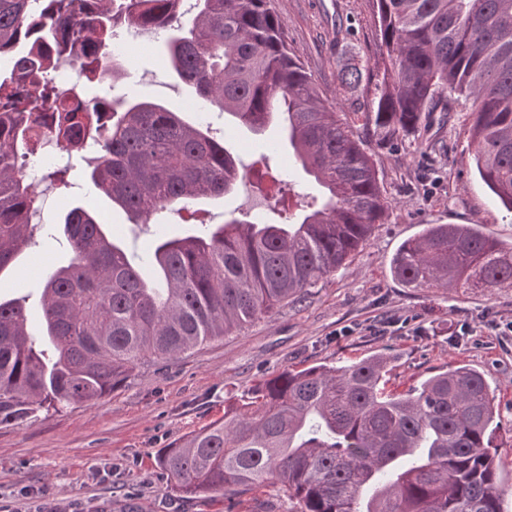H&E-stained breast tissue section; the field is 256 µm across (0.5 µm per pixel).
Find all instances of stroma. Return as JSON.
<instances>
[{
  "instance_id": "stroma-1",
  "label": "stroma",
  "mask_w": 512,
  "mask_h": 512,
  "mask_svg": "<svg viewBox=\"0 0 512 512\" xmlns=\"http://www.w3.org/2000/svg\"><path fill=\"white\" fill-rule=\"evenodd\" d=\"M274 8L293 56L314 76L322 97L362 126V98L345 93L336 74L352 52L374 55L379 31L373 0H275ZM161 44V35L145 34L143 49L128 66L129 78L117 89L149 97L195 122L204 105L165 65ZM469 111V102L458 101L391 146L366 138L389 208L354 256L304 297L179 357L137 368L97 403H73L0 424V512H299L297 502L271 487L232 501L220 494L182 496L168 485L157 451L222 418L225 406L284 370L337 367L374 354L390 358L388 386L400 391L449 363L483 374L500 414L492 437L500 472L511 477L512 288H406L391 272L401 243L427 224H474L512 242V213L476 170ZM277 138L273 129L262 137L225 131L224 144L247 178L224 198L197 200L199 218L220 224L230 214L246 213L283 222L264 191L274 177L288 181V214L301 213L305 195L316 186L287 145L266 151V142ZM264 153L269 159L262 164L258 158ZM40 192L45 223H62L71 207L85 204L105 216L113 234L135 240L137 252L152 242L149 232L132 236L127 215L98 195L84 175L71 176L66 187L42 185ZM69 256L66 241L35 233L16 269L0 278V293L25 298L36 309L40 276ZM463 324L469 334L452 346Z\"/></svg>"
}]
</instances>
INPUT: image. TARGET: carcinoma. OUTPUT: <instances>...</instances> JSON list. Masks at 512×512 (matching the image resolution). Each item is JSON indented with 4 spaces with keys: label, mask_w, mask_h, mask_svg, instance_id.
<instances>
[{
    "label": "carcinoma",
    "mask_w": 512,
    "mask_h": 512,
    "mask_svg": "<svg viewBox=\"0 0 512 512\" xmlns=\"http://www.w3.org/2000/svg\"><path fill=\"white\" fill-rule=\"evenodd\" d=\"M0 0V276L36 226L37 196L19 161L40 149L46 118L67 154L97 144L88 177L155 241L135 262L89 206L64 218L71 258L47 277L42 331L23 300L0 295V424L93 402L138 367L172 359L312 288L340 268L388 210L353 125L321 98L288 53L272 0ZM374 60L353 55L337 74L373 87L362 115L378 139L421 128L441 102H471L479 176L512 209V0H376ZM166 32L165 55L196 96L255 135L283 120L288 147L320 192L296 223L200 220L171 235L163 211L222 198L235 157L203 123L145 98L102 96L68 105L49 70L82 59L93 82L101 45L118 28ZM407 288H511L512 244L475 224H427L391 265ZM387 358L285 370L224 417L162 449L158 464L185 495L241 496L277 486L300 512H503L512 490L491 436L496 408L483 375L448 365L417 385L386 391Z\"/></svg>",
    "instance_id": "obj_1"
}]
</instances>
